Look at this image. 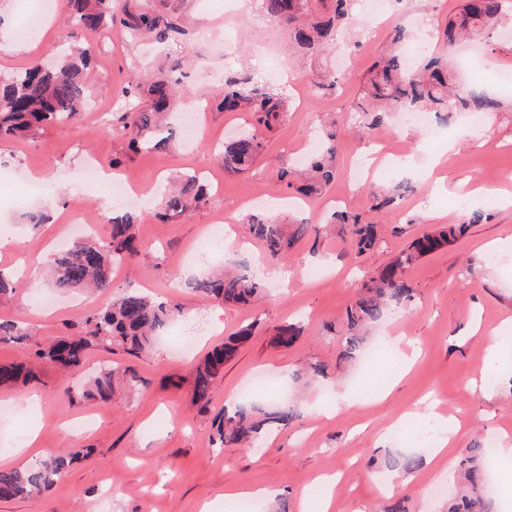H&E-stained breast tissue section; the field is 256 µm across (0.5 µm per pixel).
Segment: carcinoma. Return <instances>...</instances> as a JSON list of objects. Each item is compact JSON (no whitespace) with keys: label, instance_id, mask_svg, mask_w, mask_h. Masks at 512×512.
I'll list each match as a JSON object with an SVG mask.
<instances>
[{"label":"carcinoma","instance_id":"carcinoma-1","mask_svg":"<svg viewBox=\"0 0 512 512\" xmlns=\"http://www.w3.org/2000/svg\"><path fill=\"white\" fill-rule=\"evenodd\" d=\"M355 0H259L261 11L271 20L288 27L295 52L314 56L335 40L338 31L353 21ZM76 25L84 31H99L108 23H117L133 37L149 36L163 44L181 33V29L161 15L147 9L116 12L114 0H67ZM512 23V0H463L461 9L445 23L441 37L445 48L426 54L416 69L406 66L398 44L405 30L392 26L389 44L369 68L361 93L353 106L354 120L364 130L385 123L400 110L432 112L438 118L466 112H496L501 102L483 87L457 85V75L449 52L466 37L493 38L506 24ZM91 68L89 50L67 56L55 68L43 70L39 64L14 72L0 81V142H18L37 134L50 122H77L87 103L86 72ZM343 75L333 71L310 82L314 100L335 94ZM132 104L131 111L119 112L112 130L120 134L133 151L151 150L167 145L173 137L169 126L170 111L177 94L176 82L165 78L147 82L133 79L123 90ZM216 106L226 112H244L254 130L224 142V171L240 173L262 158L266 150L264 132L270 131L288 112V97L275 92L248 72L234 73L224 79V88L215 97ZM320 136L326 150L311 158L303 170L282 169L278 179L303 196L315 198L336 181L333 142L336 130L324 125ZM209 187L197 177L186 174L179 187L163 196L156 217L163 221L186 217L204 203ZM330 223L341 225L356 254L380 247L381 225L366 222L358 215L343 211L331 214ZM139 216L125 212L112 219L109 236L87 237L53 255L50 277L61 290H89L112 293V270L126 265L138 255ZM468 224H436L414 237L408 247L382 269L364 280L356 297L345 308V338L340 357L346 361L362 352L365 329L380 321L388 311L415 300L416 288L406 276L407 270L423 257L462 237ZM250 230L265 254L281 259L304 238L319 236L320 227L300 221L283 224L269 214L253 216ZM186 287L229 304L249 306L265 289L264 282L245 270L225 271L195 279ZM182 314V307L160 301L139 288L127 286L99 308L82 312L79 321L84 335L59 337L42 343L26 325L0 320V342H12L29 351L38 362L78 371L92 347L113 354L117 351L138 357L152 345L155 336ZM305 326L285 322L275 329L277 347L294 346ZM253 333L247 326L214 346L192 371L191 406L201 414L211 411V399L224 364L238 355ZM36 378L27 363L0 365V385L26 384ZM133 393L145 385L130 367L103 364L82 390L87 400L106 401L116 386ZM300 417L298 407L290 402L239 401L216 412L212 418L211 447L255 448L274 430H286ZM93 453L91 448H70L64 454L26 467L0 470V499L38 498L64 479L73 464ZM487 451L482 444L465 449L457 460V488L448 498L447 512H494L495 502L486 496ZM417 455H401L385 462V469L411 476L422 465Z\"/></svg>","mask_w":512,"mask_h":512}]
</instances>
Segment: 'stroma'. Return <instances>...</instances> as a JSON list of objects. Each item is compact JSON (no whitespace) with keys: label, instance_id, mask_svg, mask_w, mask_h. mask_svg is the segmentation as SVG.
I'll return each instance as SVG.
<instances>
[{"label":"stroma","instance_id":"1","mask_svg":"<svg viewBox=\"0 0 512 512\" xmlns=\"http://www.w3.org/2000/svg\"><path fill=\"white\" fill-rule=\"evenodd\" d=\"M135 11L150 6L181 29L164 44L133 38L112 27L72 33L64 0H52L50 12L35 0H0V78L37 62H52L71 44L94 56L88 78L89 106L79 125H45L36 135L0 144V170L13 174L15 185L0 187V240L14 250L0 252V268L19 272L22 285L0 306V318L28 323L36 335L51 340L72 331L79 313L100 303L98 295L64 293L49 311L35 303L52 286L41 272H28L21 261L54 249L65 234L66 216L81 209L91 219L93 234L106 236L113 212L127 204L112 198L106 187L81 189L78 176L90 163L110 165L142 186L137 211L139 253L113 275L116 287L148 289L183 308L159 336L153 349L134 360L146 390L129 395L116 390L110 401L73 399L69 390L90 378L104 354L87 353L81 376L67 377L43 365L26 386H0V453L22 467L63 452L88 446L93 453L76 464L51 492L39 500L0 501V512H234L239 487H265L287 499L289 512H320L324 492L318 476H337L333 512H383L402 502L407 512H445L452 484L449 460L480 441L489 444L493 465L491 494L497 512H512V488L503 480L507 467L500 457L504 435L512 436V363L500 361L496 385L484 382L491 365V339L512 335V206L501 197L483 203L481 194L459 192L458 184L501 188L512 194V112L487 115L479 126L459 114L441 123L436 137L395 115L369 136L350 123L351 103L385 41L394 17L408 32L406 44L417 55L436 47L440 27L455 14L461 0H386L377 19L355 15L353 40L340 42L301 65L290 59L282 28L241 0H119ZM336 57L346 58L341 94L312 100L305 68L316 69ZM512 65V38L497 37L482 46V58L468 75L485 88H496L499 70ZM252 71L286 91L294 108L272 132L267 150L249 171H224L220 149L225 137L246 128L248 118L226 113L207 98L227 73ZM180 79L185 89L176 102L180 112L196 110L194 143L176 134L165 148L132 152L112 134L105 109L123 111L121 90L132 78ZM336 124L337 176L326 194L298 210L288 206V190L276 172L294 165L297 151L319 154L315 137L321 121ZM375 154L376 170L368 180L350 179L353 157ZM43 171L39 194L21 200L17 186L29 184V173ZM208 171L211 189L205 204L190 216L162 221L155 213L165 186L187 172ZM445 177L447 190H437L433 176ZM409 182L390 210L370 208L371 190ZM264 197L282 222L303 218L323 223L343 210L366 220L400 226L402 234H386L382 247L355 256L335 232L319 241L302 240L287 258H266L248 224ZM486 209L487 220L470 223L473 210ZM40 212L43 224L30 226L27 216ZM443 223H468L466 236L423 258L407 272L418 290L415 304L398 308L365 332V346L375 352L366 363L339 362L344 307L361 279L391 262L408 241L426 231L432 215ZM247 264L266 284L265 292L243 309L227 306L186 288L185 280L210 271ZM471 265L473 274L459 271ZM286 319L305 321L306 329L288 350L272 342L274 328ZM258 328L237 357L225 364L213 393V408L227 396H240L257 371L275 381L272 394H288L301 407V418L286 431L273 432L258 449H210L208 416L188 404L193 365L216 342L241 326ZM421 355L403 373L411 345ZM313 363L328 366L325 377L294 382L296 370ZM387 399H380V392ZM434 396L438 416L414 412V403ZM460 423L447 455L434 453L425 441L426 428L440 426L441 416ZM35 444H28L30 434ZM23 457H16L17 449ZM411 449L423 457L410 479L381 484L384 458Z\"/></svg>","mask_w":512,"mask_h":512}]
</instances>
